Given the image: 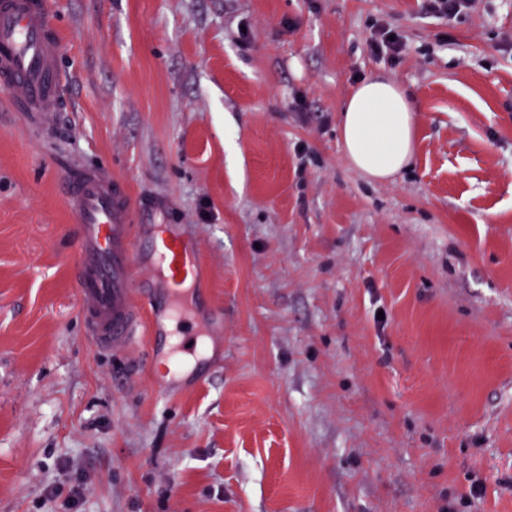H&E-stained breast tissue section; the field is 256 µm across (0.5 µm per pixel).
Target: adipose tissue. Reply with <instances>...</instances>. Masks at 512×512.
Returning <instances> with one entry per match:
<instances>
[{"instance_id":"obj_1","label":"adipose tissue","mask_w":512,"mask_h":512,"mask_svg":"<svg viewBox=\"0 0 512 512\" xmlns=\"http://www.w3.org/2000/svg\"><path fill=\"white\" fill-rule=\"evenodd\" d=\"M349 165L364 177L384 181L413 159L411 103L393 82L372 76L350 95L340 124Z\"/></svg>"}]
</instances>
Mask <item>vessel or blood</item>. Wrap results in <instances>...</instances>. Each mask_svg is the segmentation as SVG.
Returning <instances> with one entry per match:
<instances>
[{
  "label": "vessel or blood",
  "instance_id": "1",
  "mask_svg": "<svg viewBox=\"0 0 512 512\" xmlns=\"http://www.w3.org/2000/svg\"><path fill=\"white\" fill-rule=\"evenodd\" d=\"M60 39L49 0H0V87L13 111L47 118L61 110ZM61 190L76 226V268L82 312L93 343L125 350L159 330L133 293L138 262L156 267L173 292L195 279L200 255L183 238L162 235L140 252L136 226L141 212L126 184L95 167H74Z\"/></svg>",
  "mask_w": 512,
  "mask_h": 512
}]
</instances>
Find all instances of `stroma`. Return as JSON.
Listing matches in <instances>:
<instances>
[{"label":"stroma","instance_id":"35a3bbf8","mask_svg":"<svg viewBox=\"0 0 512 512\" xmlns=\"http://www.w3.org/2000/svg\"><path fill=\"white\" fill-rule=\"evenodd\" d=\"M49 2L66 109L0 90V512H512V0ZM371 75L414 117L384 182L340 138ZM71 163L201 251L133 363L87 339ZM425 10L429 13L448 17V20L467 10L476 8V0H427ZM404 47V39L397 30L380 27L377 34L369 42L370 54L375 58L385 55L397 59Z\"/></svg>","mask_w":512,"mask_h":512}]
</instances>
